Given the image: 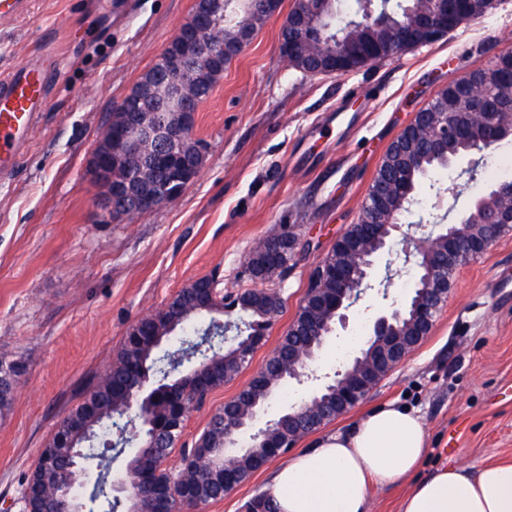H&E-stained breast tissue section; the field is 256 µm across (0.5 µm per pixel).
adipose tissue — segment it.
Instances as JSON below:
<instances>
[{
  "instance_id": "obj_1",
  "label": "adipose tissue",
  "mask_w": 512,
  "mask_h": 512,
  "mask_svg": "<svg viewBox=\"0 0 512 512\" xmlns=\"http://www.w3.org/2000/svg\"><path fill=\"white\" fill-rule=\"evenodd\" d=\"M429 451L415 411L389 403L295 452L270 478L278 512H368L372 486H395ZM399 512H512V464H455L415 482Z\"/></svg>"
}]
</instances>
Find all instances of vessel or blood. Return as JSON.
<instances>
[{
    "mask_svg": "<svg viewBox=\"0 0 512 512\" xmlns=\"http://www.w3.org/2000/svg\"><path fill=\"white\" fill-rule=\"evenodd\" d=\"M51 54L30 60L0 81V172L13 169L46 100Z\"/></svg>",
    "mask_w": 512,
    "mask_h": 512,
    "instance_id": "obj_1",
    "label": "vessel or blood"
}]
</instances>
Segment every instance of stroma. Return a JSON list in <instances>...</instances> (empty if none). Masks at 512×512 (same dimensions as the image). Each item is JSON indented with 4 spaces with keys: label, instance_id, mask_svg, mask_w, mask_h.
Returning <instances> with one entry per match:
<instances>
[{
    "label": "stroma",
    "instance_id": "1",
    "mask_svg": "<svg viewBox=\"0 0 512 512\" xmlns=\"http://www.w3.org/2000/svg\"><path fill=\"white\" fill-rule=\"evenodd\" d=\"M195 0H27L0 21V76L53 45L60 72L17 167L0 173V359L27 371L0 414V503L21 508V481L89 379L115 358L129 327L204 276L219 291L251 287L245 268L260 241L293 225L299 238L285 278L270 281L285 308L247 367L188 415L197 438L272 356L313 269L358 218L377 165L415 110L438 89L512 49V0L441 41L353 72L310 76L279 49L293 0H282L224 69L194 115L207 153L181 196L121 222L98 219V185L86 159L112 111L190 18ZM473 156L432 174L415 196L370 288L323 348L316 369L348 363L378 313L400 305L414 279L403 238L436 235L485 193L468 180ZM512 231L457 271L430 334L354 409L320 428L329 435L369 409L419 411L429 440L420 467L395 487L371 490L370 512H399L418 480L466 461L512 463ZM275 462L200 512H245Z\"/></svg>",
    "mask_w": 512,
    "mask_h": 512
}]
</instances>
